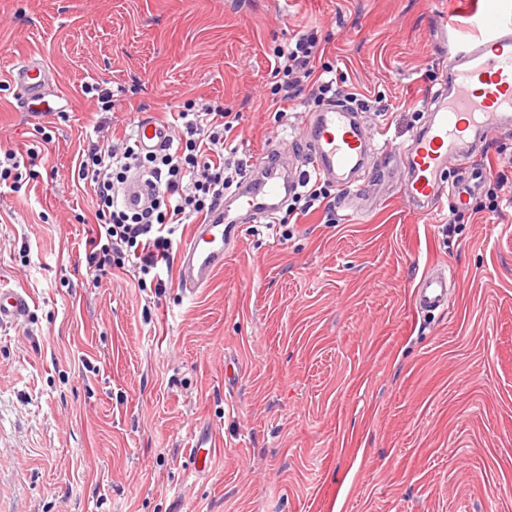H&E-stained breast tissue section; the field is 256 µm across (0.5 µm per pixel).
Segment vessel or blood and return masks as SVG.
<instances>
[{
    "mask_svg": "<svg viewBox=\"0 0 512 512\" xmlns=\"http://www.w3.org/2000/svg\"><path fill=\"white\" fill-rule=\"evenodd\" d=\"M476 37L469 42L448 44V83L428 103L430 119L412 143L398 156L407 170L405 196L416 206L429 205L450 197L464 203L470 188L488 176L483 168L470 169L463 180L446 183L442 174L451 165L464 164L471 148L469 136H479L512 121V19L504 9L481 8L470 16ZM17 86V106L31 110L44 103L51 80L48 65L40 58L26 56L10 72ZM304 129L312 148L301 164L324 177L336 180L349 193H357L358 172L368 155L365 138L354 113L343 104H332L307 117ZM166 126L142 119L137 127L136 145L146 152L158 148L167 138ZM261 169L259 182L242 186L241 207L253 221L272 215L276 202L292 190L274 166L273 151L255 160ZM156 188L139 175L127 178L122 201L131 209L146 207ZM242 226L238 218L224 216L217 223L194 225L179 255V276L186 292L205 287L223 265L224 257L236 248ZM416 310L423 313L448 308V274L445 268L423 272L413 290ZM30 308L29 297L13 288L0 287V321L19 318Z\"/></svg>",
    "mask_w": 512,
    "mask_h": 512,
    "instance_id": "obj_1",
    "label": "vessel or blood"
}]
</instances>
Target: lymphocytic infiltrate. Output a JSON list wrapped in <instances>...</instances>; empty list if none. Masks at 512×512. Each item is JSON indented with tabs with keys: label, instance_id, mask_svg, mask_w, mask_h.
<instances>
[{
	"label": "lymphocytic infiltrate",
	"instance_id": "lymphocytic-infiltrate-1",
	"mask_svg": "<svg viewBox=\"0 0 512 512\" xmlns=\"http://www.w3.org/2000/svg\"><path fill=\"white\" fill-rule=\"evenodd\" d=\"M320 49L317 30L298 36L293 46L278 52L281 76L271 89L272 107L310 95L318 105L331 104L336 81L313 74L312 63ZM173 121L183 131L177 142H166L151 154H139L134 144L115 150L111 142L88 141L79 152L72 176L93 183L96 228L85 249V269L92 284L113 270L133 267L164 287L170 272L178 224L196 217L210 221L224 208V192L234 177L224 167V151L230 144L235 119L221 105L185 101ZM138 166L159 187L150 208L127 209L117 193L131 166Z\"/></svg>",
	"mask_w": 512,
	"mask_h": 512
}]
</instances>
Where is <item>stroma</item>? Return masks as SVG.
Returning a JSON list of instances; mask_svg holds the SVG:
<instances>
[{
	"mask_svg": "<svg viewBox=\"0 0 512 512\" xmlns=\"http://www.w3.org/2000/svg\"><path fill=\"white\" fill-rule=\"evenodd\" d=\"M476 0H0V147L36 177L0 195V283L30 309L0 324V512H512V203L413 207L377 156L357 204L245 225L238 250L188 294L118 270L88 285L89 184L70 179L111 88L112 144L193 99L238 114L228 170L277 147L313 103L270 106L279 48L319 29L337 99L376 144H406L441 88ZM40 54L67 118L15 111L9 72ZM448 266V309L417 313L422 273ZM220 446L200 466L192 432Z\"/></svg>",
	"mask_w": 512,
	"mask_h": 512,
	"instance_id": "1",
	"label": "stroma"
}]
</instances>
